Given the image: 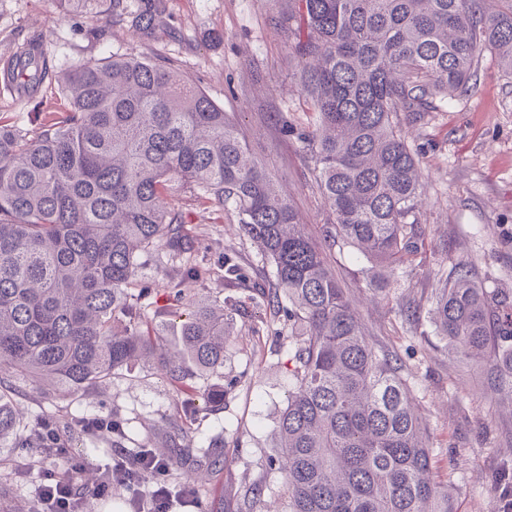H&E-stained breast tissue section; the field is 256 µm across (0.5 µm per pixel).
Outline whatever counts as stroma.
Masks as SVG:
<instances>
[{
  "mask_svg": "<svg viewBox=\"0 0 512 512\" xmlns=\"http://www.w3.org/2000/svg\"><path fill=\"white\" fill-rule=\"evenodd\" d=\"M287 11L272 0H166L165 13L145 34L111 17L107 0L94 16L62 15L55 0H0V71L33 39L46 42L49 62L58 69L112 55L172 63L224 108L319 242L332 216L313 154L297 137L311 126L312 114L300 90ZM104 25L107 37L92 39L90 29ZM479 76L472 95L436 102L420 119H401L422 184L417 252L382 289L367 287L369 263L356 248L336 244L327 256L366 336L392 355L409 386L426 426L435 479L447 488L455 512H507L512 497L502 489L512 479V396L493 391L483 368L437 336L428 317L438 285L462 267L478 284L512 295V79L491 55L482 60ZM60 98L57 88L47 86L28 96L1 93L0 123L38 128ZM179 208L205 269L199 279L186 281L177 266L151 260L144 270L154 288L148 322L166 323L168 335H176L181 317L170 298L179 289L240 301L244 312L223 369L190 380L199 393H223V402L186 417L176 386L142 363L65 395L18 379L13 398L24 423L71 422L72 448L87 467L99 470L112 466L118 454L154 448L168 420L178 421L195 442L221 438L226 463L208 480L191 483L182 470L170 471L169 512H246L243 493L259 481L265 486L262 512H285L286 488L267 456L292 387L288 324L245 285L228 287L219 263L224 254L235 255L251 279L266 282L271 269L232 211L189 192L181 195ZM94 415L123 420L128 440L116 449L111 440L99 443L74 429V422ZM33 458L18 448L0 452V512H29L33 506L36 483L24 470Z\"/></svg>",
  "mask_w": 512,
  "mask_h": 512,
  "instance_id": "1",
  "label": "stroma"
}]
</instances>
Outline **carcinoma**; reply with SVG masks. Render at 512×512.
Here are the masks:
<instances>
[{
    "label": "carcinoma",
    "mask_w": 512,
    "mask_h": 512,
    "mask_svg": "<svg viewBox=\"0 0 512 512\" xmlns=\"http://www.w3.org/2000/svg\"><path fill=\"white\" fill-rule=\"evenodd\" d=\"M64 14L99 0H57ZM163 0L133 18L151 29ZM300 21L293 54L314 122L299 133L315 155L326 237L393 272L417 250L418 161L398 115L421 116L448 94L470 95L483 56L512 78V0H288ZM7 74L53 81L63 104L35 130L0 125V448H48L58 420L20 429L11 383L61 393L108 380L138 358L190 395L186 380L224 367L241 305L229 297L186 307L177 344L142 329L151 294L146 257L159 250L188 278L199 265L175 203L187 191L230 207L273 269L292 327L293 381L268 455L288 512H453L434 479L431 448L392 357L365 335L324 249L297 220L235 123L174 66L149 57L79 61L54 74L44 44L21 47ZM224 279H243L224 255ZM437 331L512 394V302L469 271L433 302ZM152 450L168 466L224 468L218 439L196 448L173 422Z\"/></svg>",
    "instance_id": "obj_1"
}]
</instances>
